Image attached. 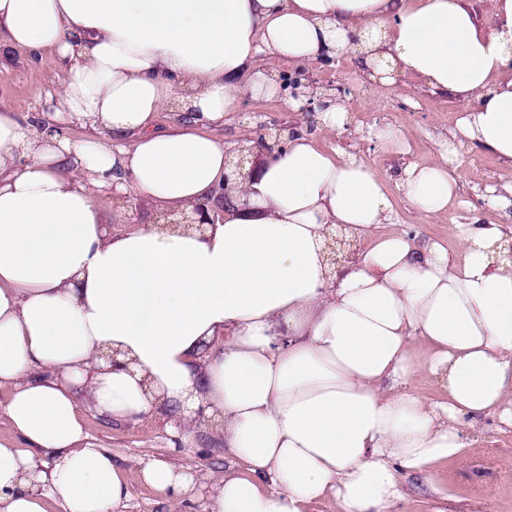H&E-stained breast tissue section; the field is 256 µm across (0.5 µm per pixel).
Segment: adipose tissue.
<instances>
[{"mask_svg":"<svg viewBox=\"0 0 512 512\" xmlns=\"http://www.w3.org/2000/svg\"><path fill=\"white\" fill-rule=\"evenodd\" d=\"M0 0V57L56 50L51 121L0 111V512H119L128 475L84 409L130 423L166 414L224 435L244 466L211 512H391L400 478L464 461L467 431L512 427V260L500 225L474 215L455 251L380 234L393 202L362 158L317 150L293 128L246 177L250 141L208 135L244 94L279 84L258 56L352 57L372 83L416 77L462 105L438 157L395 177L425 214L457 203L461 148L512 161V0ZM184 118L155 128L158 112ZM90 129L73 140L69 128ZM205 233L161 223L116 231L100 194L161 212L217 189ZM369 240L328 259L331 235ZM447 392L422 394L421 375ZM137 477L179 512L195 487L144 453Z\"/></svg>","mask_w":512,"mask_h":512,"instance_id":"obj_1","label":"adipose tissue"}]
</instances>
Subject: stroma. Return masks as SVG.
Returning a JSON list of instances; mask_svg holds the SVG:
<instances>
[{"mask_svg": "<svg viewBox=\"0 0 512 512\" xmlns=\"http://www.w3.org/2000/svg\"><path fill=\"white\" fill-rule=\"evenodd\" d=\"M256 65L281 79L280 93L269 99L244 98L239 111L210 130L211 136L222 143L246 138L256 142L262 136L300 126L312 134L317 149L357 154L388 176L434 160L438 142L447 140L449 129L461 113L460 104L452 97L432 92L401 75L393 83L371 88L359 63L348 57L296 65L263 54ZM64 70V62L53 50L37 55L13 50L8 71H0V108L21 115H51L53 107L47 94L58 89ZM289 78L316 89L336 90L350 116L346 127L334 133L321 130L311 105H289L288 98L294 93L285 84ZM385 125L409 132L407 151L387 155L379 150L374 133ZM509 181L511 163L479 149L464 150L459 169V206L442 214L424 215L414 210L392 184L388 190L394 200L395 223L383 225L382 230H404L423 242L450 243L453 225L467 223L472 211H486L488 187ZM85 421L89 433L111 451L122 468L133 469L141 454L149 450L168 457L195 476V496L185 503V512H210V487L238 468L236 462L225 458L224 441L211 428L184 441L170 430L163 415L133 424L107 420L89 411ZM469 439L472 448L466 462L439 461L430 467L427 479H402L404 498L394 512H434L439 506L445 512H512V428L487 419Z\"/></svg>", "mask_w": 512, "mask_h": 512, "instance_id": "obj_1", "label": "stroma"}]
</instances>
